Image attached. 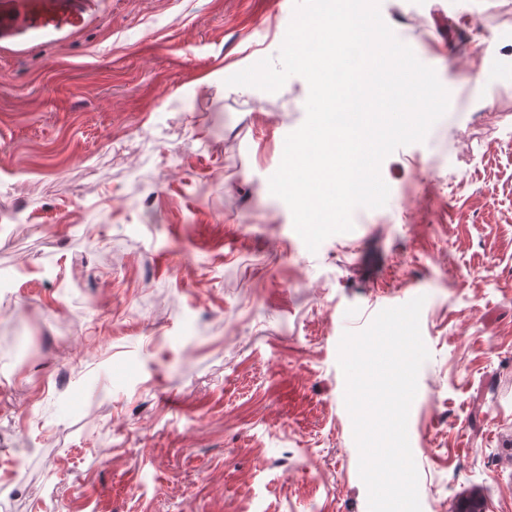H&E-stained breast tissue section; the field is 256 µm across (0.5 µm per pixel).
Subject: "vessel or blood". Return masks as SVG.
<instances>
[{
  "instance_id": "obj_1",
  "label": "vessel or blood",
  "mask_w": 512,
  "mask_h": 512,
  "mask_svg": "<svg viewBox=\"0 0 512 512\" xmlns=\"http://www.w3.org/2000/svg\"><path fill=\"white\" fill-rule=\"evenodd\" d=\"M95 16L94 0H0V47L24 43L35 30H79Z\"/></svg>"
}]
</instances>
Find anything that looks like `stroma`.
Returning a JSON list of instances; mask_svg holds the SVG:
<instances>
[{
    "instance_id": "35a3bbf8",
    "label": "stroma",
    "mask_w": 512,
    "mask_h": 512,
    "mask_svg": "<svg viewBox=\"0 0 512 512\" xmlns=\"http://www.w3.org/2000/svg\"><path fill=\"white\" fill-rule=\"evenodd\" d=\"M293 0H101L0 51V512H368L344 329L424 296L422 512H512V0H380L450 88L393 204L310 251L269 179ZM451 512H486L485 498L480 489L460 494L453 502Z\"/></svg>"
}]
</instances>
